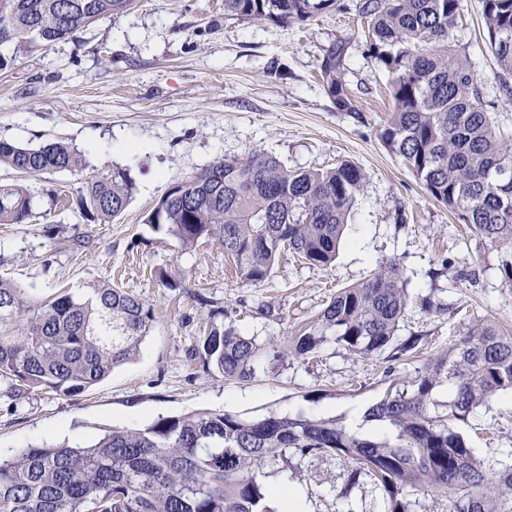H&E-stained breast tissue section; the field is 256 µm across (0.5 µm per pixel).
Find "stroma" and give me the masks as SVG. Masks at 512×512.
I'll use <instances>...</instances> for the list:
<instances>
[{
  "mask_svg": "<svg viewBox=\"0 0 512 512\" xmlns=\"http://www.w3.org/2000/svg\"><path fill=\"white\" fill-rule=\"evenodd\" d=\"M276 25L224 14V0H136L76 38L43 46H0V138L24 147L61 141L82 156L78 169L27 180L30 219L0 224V276L39 297L97 281L126 288L154 319L139 354L86 390L66 395L19 390L0 378V453L105 430L138 429L162 417L230 413L252 421L304 414L347 424L416 367L489 318L512 331V284L486 248L448 209L431 199L383 144L394 108L387 72L367 51L355 6ZM455 42L465 47L481 83L486 111L512 129V96L496 86L485 43L482 0H463ZM345 53L353 111L337 109L320 73L333 48ZM260 152L292 170H325L343 161L366 182L331 267L282 253L270 279L240 278L213 242L181 250L143 218L169 187L219 158ZM126 169L134 195L112 223L82 219L71 204L85 183ZM398 260L414 304L399 339L416 335L413 359H363L331 344L309 360L285 358L254 379L228 380L188 352L210 321L286 349L295 329L336 291ZM472 270V280L457 278ZM432 303L431 310L418 306ZM457 429L476 455L512 465V394L476 409ZM343 457L319 453L288 459L291 486L307 512H387L388 497L368 478L350 484Z\"/></svg>",
  "mask_w": 512,
  "mask_h": 512,
  "instance_id": "obj_1",
  "label": "stroma"
}]
</instances>
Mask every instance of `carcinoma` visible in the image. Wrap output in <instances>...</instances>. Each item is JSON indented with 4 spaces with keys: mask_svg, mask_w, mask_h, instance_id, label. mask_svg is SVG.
Returning a JSON list of instances; mask_svg holds the SVG:
<instances>
[{
    "mask_svg": "<svg viewBox=\"0 0 512 512\" xmlns=\"http://www.w3.org/2000/svg\"><path fill=\"white\" fill-rule=\"evenodd\" d=\"M134 0H0V46L18 40L49 45L74 37L98 19L128 11ZM340 0H224V14L288 25L339 10ZM462 0H361L357 5L370 55L390 76L394 109L381 139L429 195L496 250L512 283V133L495 124L466 51L455 48ZM488 49L504 89L512 88V0H483ZM344 52L327 53L321 74L343 111ZM25 177L76 170L81 154L61 143L36 148L0 139V166ZM366 175L342 162L328 170L294 171L253 152L218 159L171 187L145 216L154 232L185 251L216 241L241 279H270L280 252L308 264L335 260ZM134 193L119 167L87 182L76 198L83 216L103 224ZM33 196L21 183L0 184V224H23ZM399 264L343 288L289 339L288 353L213 323L191 359L225 379L249 381L264 350L306 360L331 342L361 358L392 349L397 360L416 347L394 340L409 308ZM153 315L137 295L109 282L40 299L0 278V377L16 386L72 394L89 388L134 357ZM448 385L447 412L434 393ZM512 391V333L494 320L474 325L423 364L365 415L390 429L365 436L334 420L269 416L244 421L229 413L161 418L142 429L114 428L84 445L67 442L0 454V512H273L265 479L288 451L333 452L355 464L352 480L376 479L388 512H408L407 486L446 491L453 512H512V468L479 459L452 427L491 397Z\"/></svg>",
    "mask_w": 512,
    "mask_h": 512,
    "instance_id": "obj_1",
    "label": "carcinoma"
}]
</instances>
